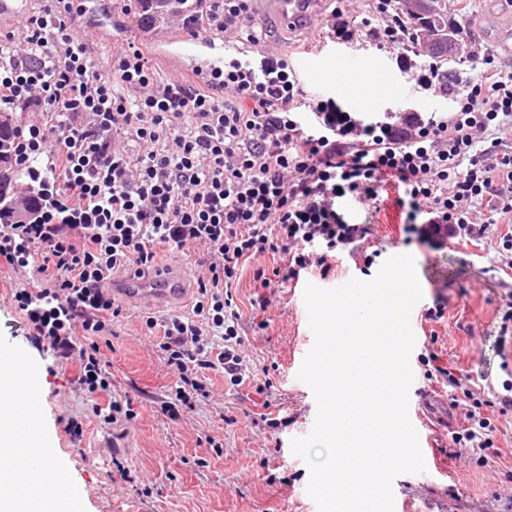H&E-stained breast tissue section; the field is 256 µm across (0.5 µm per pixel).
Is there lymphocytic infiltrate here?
<instances>
[{
    "instance_id": "obj_1",
    "label": "lymphocytic infiltrate",
    "mask_w": 512,
    "mask_h": 512,
    "mask_svg": "<svg viewBox=\"0 0 512 512\" xmlns=\"http://www.w3.org/2000/svg\"><path fill=\"white\" fill-rule=\"evenodd\" d=\"M403 2L373 0L362 19L334 10L325 33L351 43L370 26L402 73L443 94L435 65L417 68L409 53ZM85 12V0H41L19 31L0 34V113L21 116L9 162L45 196L34 221L0 225V259L36 267L38 279L13 298L56 358L78 360L88 393L112 386L98 345L121 312L108 285L119 271L153 270L158 248L205 249L191 316L146 322L163 328L158 346L189 409L207 397L208 371L237 385L246 376L227 296L240 266L284 255L273 274L257 270L265 288L327 277L337 249L360 247L368 234L344 205L374 204L384 185L397 188L412 232L435 241L476 233L469 204L486 200L512 249V152L501 147L512 130V71L494 56L458 79L453 111L367 120L308 95L274 58L258 70L232 62L202 82L160 81L129 43L117 47L113 75L101 74ZM254 26L250 0H211L207 30L240 35ZM464 396L469 425L452 441L478 453L497 431L482 411L512 412V381L486 398Z\"/></svg>"
}]
</instances>
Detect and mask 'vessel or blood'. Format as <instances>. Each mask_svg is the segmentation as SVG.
<instances>
[{
    "mask_svg": "<svg viewBox=\"0 0 512 512\" xmlns=\"http://www.w3.org/2000/svg\"><path fill=\"white\" fill-rule=\"evenodd\" d=\"M255 2L259 21L271 18L280 28L292 32L309 29L321 20L330 0ZM138 44L147 54L158 57L179 72L197 79L223 68L228 60H246L250 57V50L242 39L205 32L191 35L184 32L181 23L173 18L168 21L166 36L160 39L142 37ZM327 55V49L323 48L290 58L288 64L304 84L314 86L329 75ZM386 76L387 71L381 58L366 54L346 58L341 71L334 75L341 84L352 80L374 81ZM112 295L141 305H153L185 299L188 291L183 288L177 270L171 267L144 276L127 273L113 283ZM0 358L10 362L14 370L11 386L0 390V408L13 411L14 416L9 422L11 433L27 444L23 457L11 459L9 465L19 483H34L60 499H68L73 488L66 475L51 466L53 448L31 437L41 406L39 377L15 351L2 350Z\"/></svg>",
    "mask_w": 512,
    "mask_h": 512,
    "instance_id": "vessel-or-blood-1",
    "label": "vessel or blood"
}]
</instances>
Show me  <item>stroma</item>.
<instances>
[{
    "instance_id": "stroma-1",
    "label": "stroma",
    "mask_w": 512,
    "mask_h": 512,
    "mask_svg": "<svg viewBox=\"0 0 512 512\" xmlns=\"http://www.w3.org/2000/svg\"><path fill=\"white\" fill-rule=\"evenodd\" d=\"M487 5L488 0H459L448 13L468 32L458 72H471L465 60L469 54L500 52L504 63H512V15H506L501 29H493L483 20ZM89 16L99 34L92 62L105 73L113 45L125 42L126 31L137 27L139 17L128 0H91ZM395 81L392 87L360 83L353 93L382 110L406 99L417 100L422 112L452 108L451 101L414 89L408 75L396 74ZM350 212L353 222L369 229L366 249L340 255L327 277L316 278L319 288L376 276L396 249L415 260L424 307L434 306L440 295L448 300L443 318H422L416 325L413 386L432 399L434 446L424 457L425 472L394 479L395 501L407 503L411 512H505L512 504V416L491 413L497 432L486 463H478L468 448L450 451L452 433L467 421L460 410L450 409L447 388L427 379L423 358L436 352L464 388H501L506 375L497 355L498 327L512 308V274L502 267L512 252L496 239L442 245L419 240L390 196L369 210L351 205ZM368 251L375 254L369 267L364 264ZM279 264L270 256L247 264L231 288L250 378L235 386L223 373L209 372L208 397L194 408L180 409L175 419L164 405L175 399L177 376L145 320L191 316L194 301L150 308L122 302L101 351L113 393L131 399L138 416L128 425H108L94 412L108 396L79 389L77 365L59 362L35 341L13 300V289L27 280V273L0 263V347L15 349L39 373L43 440L55 450L56 468L83 490V512H317L307 493L309 469L290 446L293 438L309 433L316 417L313 393L297 377L314 344L304 319L303 290L288 282L272 291L255 279L256 269L269 273ZM263 298L268 301L264 307L259 304ZM71 420L80 424L81 436L67 432ZM119 461L130 469V477L116 470Z\"/></svg>"
}]
</instances>
